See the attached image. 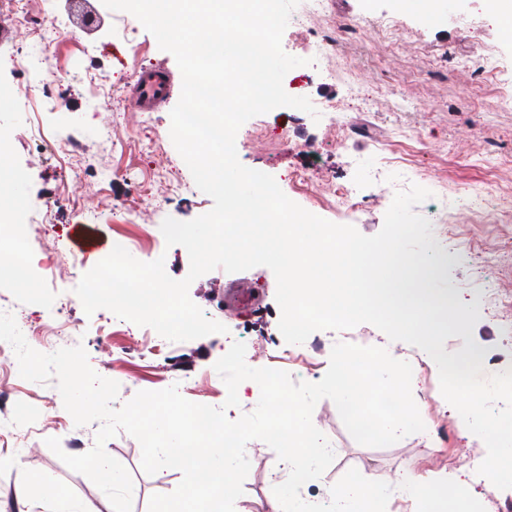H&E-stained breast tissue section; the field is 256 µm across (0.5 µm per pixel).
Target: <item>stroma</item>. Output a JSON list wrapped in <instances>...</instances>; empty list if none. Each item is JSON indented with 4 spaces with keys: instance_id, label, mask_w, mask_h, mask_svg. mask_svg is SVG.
<instances>
[{
    "instance_id": "35a3bbf8",
    "label": "stroma",
    "mask_w": 512,
    "mask_h": 512,
    "mask_svg": "<svg viewBox=\"0 0 512 512\" xmlns=\"http://www.w3.org/2000/svg\"><path fill=\"white\" fill-rule=\"evenodd\" d=\"M33 15L58 28L47 63H38L27 35L14 31L0 38V83L24 85L39 80L42 68L58 75L53 96L63 108L48 109L41 100L0 96V140L9 151L0 167V197L14 214H23L36 200L48 201L38 224L18 229L0 223V246L13 247L19 232L32 237L23 250L30 262L28 282L0 275V312L42 323L44 333L28 337L42 353L83 346L99 375L115 380L117 401L125 403L141 390L178 386L187 400L225 407L227 389L214 368L233 342L246 346V359L259 368L290 374L293 381L315 383L329 367L339 342L381 347L386 334L363 323L342 331L324 330L320 351L285 342L280 330L276 279L264 266L229 273L214 269L189 287L191 300L207 318L224 324L226 333L185 342H171L152 328L119 319L106 309L86 315L75 293L86 269L74 266L82 255L107 257L120 244L136 259H164L176 280L189 271L183 246H166L161 224L171 217L189 221L209 212L210 196L200 191L170 138L171 105L155 112L125 107L130 76L160 64L176 69L173 55L159 48L155 37L130 13L113 11L93 0L95 20L84 24L74 0H28ZM336 30L330 55L290 70L285 91L310 101L327 100L347 115L349 127L339 133L291 107H279L249 119L236 136L240 162L272 175L283 193L305 210L330 222L341 220L336 199L327 187L302 196L289 180L293 170L313 168L329 181L355 188L361 201L355 228L366 236L380 232L396 191L413 184L421 169V185L429 199L416 207L431 226L446 225L431 249L440 262L437 289L466 304H478L480 317L473 338L484 354L483 375L512 367V330L503 326L512 316V223H497L503 201L512 199V109L498 105V93L512 89V45L499 38L483 0H455L449 14L425 20L418 12L396 7L393 0H326V8L304 23L289 21L282 37L284 51L306 58L309 29ZM491 56L493 69H464L467 58ZM333 78H326V71ZM105 77L93 89L89 77ZM287 129L275 142L250 138L253 126ZM75 135L79 159L33 150L25 137L31 128ZM386 165L387 182L377 184L371 170ZM149 183V199H139L132 181ZM491 186L492 198L478 211L450 204L462 186ZM142 212L140 222L126 220L129 210ZM150 225L154 245L140 249L143 225ZM399 353L419 366L413 398L430 439L412 434L386 447L358 444L344 426L335 403L321 399L316 421L335 458L305 492L326 496L349 470L385 476L427 477L448 470L466 475V488L486 512H512V489L487 485L478 473H466L468 456L483 458L484 442L467 435L458 411L442 396L435 365L418 347ZM260 395L247 391L239 406L225 407L228 419L255 410ZM0 512H17L16 494L33 475L47 476L78 508L92 505L110 512L107 496L85 475L72 471L46 445L59 438L64 453L89 451L98 423L76 425L64 409L55 382L28 381L19 374L12 346L0 341ZM250 470L242 498L249 512H272L279 459L260 440L250 441ZM106 451L133 480L132 512H148L151 495L173 492L182 480L176 469L146 474L139 442L127 433L107 441Z\"/></svg>"
}]
</instances>
